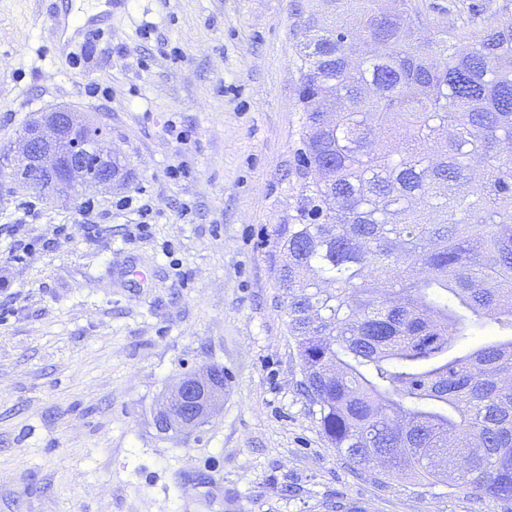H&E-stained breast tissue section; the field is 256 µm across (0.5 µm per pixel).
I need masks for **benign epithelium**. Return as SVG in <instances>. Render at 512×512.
<instances>
[{"mask_svg":"<svg viewBox=\"0 0 512 512\" xmlns=\"http://www.w3.org/2000/svg\"><path fill=\"white\" fill-rule=\"evenodd\" d=\"M83 124L73 112L48 113L33 125L17 143L15 158L29 173L22 180L40 189L74 199L88 185H107L114 180L118 165L114 152L103 149L95 140L75 135ZM224 396V370L208 366L181 376L177 387L163 399L155 425L163 434L195 429L210 417Z\"/></svg>","mask_w":512,"mask_h":512,"instance_id":"obj_1","label":"benign epithelium"}]
</instances>
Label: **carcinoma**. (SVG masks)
Instances as JSON below:
<instances>
[{"label":"carcinoma","instance_id":"1","mask_svg":"<svg viewBox=\"0 0 512 512\" xmlns=\"http://www.w3.org/2000/svg\"><path fill=\"white\" fill-rule=\"evenodd\" d=\"M296 68L278 288L321 431L354 467L511 505L512 5L321 0Z\"/></svg>","mask_w":512,"mask_h":512}]
</instances>
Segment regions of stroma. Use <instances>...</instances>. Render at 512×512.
I'll return each mask as SVG.
<instances>
[{
    "label": "stroma",
    "instance_id": "obj_1",
    "mask_svg": "<svg viewBox=\"0 0 512 512\" xmlns=\"http://www.w3.org/2000/svg\"><path fill=\"white\" fill-rule=\"evenodd\" d=\"M60 2L0 0V153L68 109L121 167L72 201L0 178V512H501L345 463L302 390L277 229L315 0H120L76 64ZM208 365L222 403L158 433L163 395Z\"/></svg>",
    "mask_w": 512,
    "mask_h": 512
}]
</instances>
